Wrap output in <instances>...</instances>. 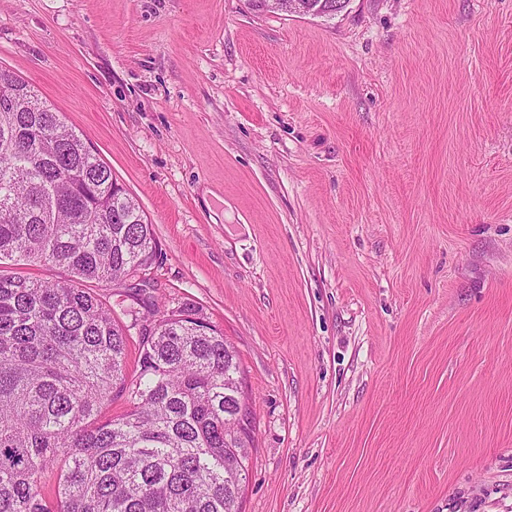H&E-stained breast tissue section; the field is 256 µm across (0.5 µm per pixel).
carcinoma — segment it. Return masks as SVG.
Masks as SVG:
<instances>
[{
	"instance_id": "carcinoma-1",
	"label": "carcinoma",
	"mask_w": 512,
	"mask_h": 512,
	"mask_svg": "<svg viewBox=\"0 0 512 512\" xmlns=\"http://www.w3.org/2000/svg\"><path fill=\"white\" fill-rule=\"evenodd\" d=\"M4 84L0 261L70 279L0 273V512H238L235 348L194 306L149 309L127 377L130 328L79 283L145 270L152 225L52 105L0 69ZM116 391L128 409L104 419ZM21 269H11L16 268L14 266L2 265L1 270H17L24 271L30 276L42 279V280H61L69 277L68 271L60 266L55 265H37V266H21Z\"/></svg>"
}]
</instances>
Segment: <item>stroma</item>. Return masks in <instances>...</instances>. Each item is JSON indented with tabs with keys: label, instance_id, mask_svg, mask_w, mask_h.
<instances>
[{
	"label": "stroma",
	"instance_id": "35a3bbf8",
	"mask_svg": "<svg viewBox=\"0 0 512 512\" xmlns=\"http://www.w3.org/2000/svg\"><path fill=\"white\" fill-rule=\"evenodd\" d=\"M0 66L236 347L240 512H512V0H0Z\"/></svg>",
	"mask_w": 512,
	"mask_h": 512
}]
</instances>
